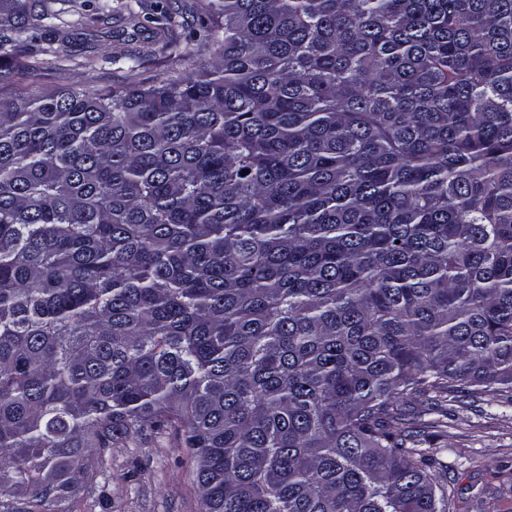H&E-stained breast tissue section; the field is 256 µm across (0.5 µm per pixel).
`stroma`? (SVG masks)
I'll return each mask as SVG.
<instances>
[{
    "label": "stroma",
    "instance_id": "35a3bbf8",
    "mask_svg": "<svg viewBox=\"0 0 512 512\" xmlns=\"http://www.w3.org/2000/svg\"><path fill=\"white\" fill-rule=\"evenodd\" d=\"M109 0L97 11L87 0H65L53 38L70 52L69 83L111 89L128 73L145 78L174 69L156 36L169 0ZM448 420L426 402L406 404L409 425L423 428V446L444 475L449 512H512V385L493 394L449 395ZM94 497L75 494L74 512H200L192 466L171 432H147L120 442L104 455Z\"/></svg>",
    "mask_w": 512,
    "mask_h": 512
}]
</instances>
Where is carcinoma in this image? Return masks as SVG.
<instances>
[{
	"mask_svg": "<svg viewBox=\"0 0 512 512\" xmlns=\"http://www.w3.org/2000/svg\"><path fill=\"white\" fill-rule=\"evenodd\" d=\"M0 0V53L58 19ZM173 60L0 69V512L171 431L202 512H448L398 402L512 383V0H174Z\"/></svg>",
	"mask_w": 512,
	"mask_h": 512,
	"instance_id": "1",
	"label": "carcinoma"
}]
</instances>
